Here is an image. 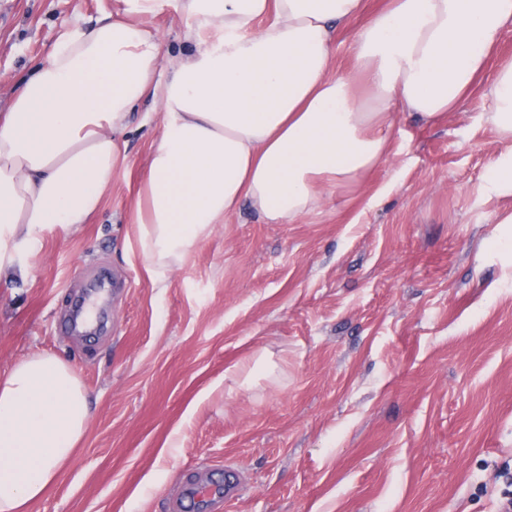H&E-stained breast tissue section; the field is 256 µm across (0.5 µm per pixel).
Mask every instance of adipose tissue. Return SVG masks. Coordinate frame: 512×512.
<instances>
[{"mask_svg":"<svg viewBox=\"0 0 512 512\" xmlns=\"http://www.w3.org/2000/svg\"><path fill=\"white\" fill-rule=\"evenodd\" d=\"M173 10L181 49L153 21ZM348 72L332 73L355 19ZM512 0H112L94 26L62 33L0 111V273L16 239L78 231L128 166L139 105L160 135L127 239L164 284L217 224L250 208L292 224L326 193L362 196L393 153L399 117L434 126L476 90L480 121L507 143L487 189L512 197ZM91 408L75 368L51 354L0 375V512H28L81 448Z\"/></svg>","mask_w":512,"mask_h":512,"instance_id":"obj_1","label":"adipose tissue"}]
</instances>
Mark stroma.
Instances as JSON below:
<instances>
[{"instance_id": "obj_1", "label": "stroma", "mask_w": 512, "mask_h": 512, "mask_svg": "<svg viewBox=\"0 0 512 512\" xmlns=\"http://www.w3.org/2000/svg\"><path fill=\"white\" fill-rule=\"evenodd\" d=\"M97 0H0V109ZM475 93L396 153L366 194L293 224L249 206L164 286L126 247L160 114L139 107L128 167L71 235L21 247L0 277V374L69 362L85 442L30 512H178L185 480L233 471L206 512H496L512 471V227L483 189L501 151ZM264 355L228 391L227 366ZM173 453H166L167 441Z\"/></svg>"}]
</instances>
